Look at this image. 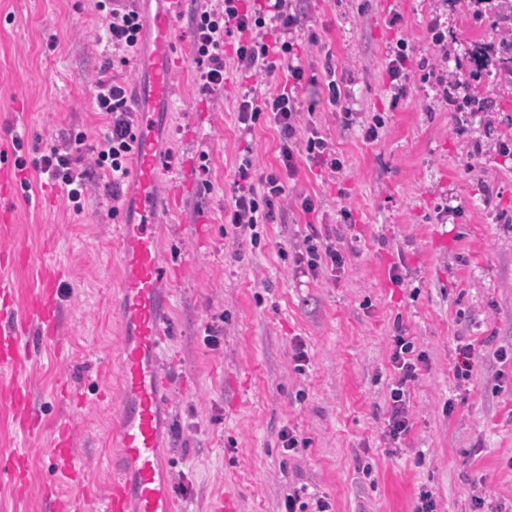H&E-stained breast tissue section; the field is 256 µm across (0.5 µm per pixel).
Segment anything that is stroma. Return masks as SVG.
Instances as JSON below:
<instances>
[{"label": "stroma", "instance_id": "35a3bbf8", "mask_svg": "<svg viewBox=\"0 0 512 512\" xmlns=\"http://www.w3.org/2000/svg\"><path fill=\"white\" fill-rule=\"evenodd\" d=\"M294 34L307 75L297 99L302 128L314 129L342 160L331 174L306 158L287 183L283 218L258 225L257 242L224 234L237 167L279 166L280 135L263 117L238 121L255 86L226 54L227 78L199 91L194 58L176 62L174 109L158 138L159 183L170 193L162 229L171 312L164 367L172 377L163 410L164 477L181 512H214L236 497L240 512H279L288 491L305 489L331 512H412L431 491L435 512H512V72L471 77L477 45L512 27L501 0H302ZM437 22L448 38V68L468 78L448 94L427 72ZM97 0H0V146L36 159L84 133L106 128L95 96L103 72L136 91L146 50L112 62ZM413 69L400 102L385 72L399 39ZM336 78L348 111L328 102ZM481 110L462 107L464 95ZM381 119L377 139L365 137ZM0 197L10 230L0 249L26 262L12 269L14 301L38 292L40 271L60 267L59 346L43 348L24 377L39 428L20 432L0 398V450L22 449L21 495L0 480V512H46L48 486L66 490L46 452L61 422L73 433V464L87 474L86 512H103L118 388L110 373L119 334L110 311L118 289L116 241L131 216L136 178L119 191L98 171L82 210L34 167ZM312 197L313 214L297 207ZM350 219H343V212ZM336 245L343 269L300 273L305 238ZM398 267L402 286L389 279ZM221 336L210 349L209 329ZM405 329L426 355L409 386L410 432L386 435L395 374L389 338ZM308 363L296 372L295 341ZM474 344L470 376H456L458 348ZM299 439L284 451L282 427ZM482 506H475V498Z\"/></svg>", "mask_w": 512, "mask_h": 512}]
</instances>
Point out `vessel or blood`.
<instances>
[{"instance_id": "vessel-or-blood-1", "label": "vessel or blood", "mask_w": 512, "mask_h": 512, "mask_svg": "<svg viewBox=\"0 0 512 512\" xmlns=\"http://www.w3.org/2000/svg\"><path fill=\"white\" fill-rule=\"evenodd\" d=\"M176 53L170 37V13L165 8L157 10L149 28L150 76L138 89L139 107L134 124L138 219L122 225L117 240L121 300L117 310L120 348L115 423L123 466L112 474L105 512H177V501L163 477L160 406L169 375L162 361L166 339L162 323L167 300L160 283L172 269L167 266L161 247L166 214L157 173L163 160L154 149L159 124L174 97L172 69ZM23 258V253L15 250L0 252V368L11 372L32 359L35 345L55 342L60 320L56 298L59 269L47 272L25 315H18L9 301L13 283L7 271ZM32 328L38 336L34 344L26 340ZM0 396L11 400L24 429L34 428L26 383H11L0 391ZM49 453L59 461L71 460L73 435L68 424L55 428ZM68 485L70 492L65 496L55 489H46L49 512H83L89 498L84 475L71 471Z\"/></svg>"}]
</instances>
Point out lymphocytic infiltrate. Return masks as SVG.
<instances>
[{"label": "lymphocytic infiltrate", "mask_w": 512, "mask_h": 512, "mask_svg": "<svg viewBox=\"0 0 512 512\" xmlns=\"http://www.w3.org/2000/svg\"><path fill=\"white\" fill-rule=\"evenodd\" d=\"M99 6L107 11L106 38L113 50L126 56L133 54L143 30L140 14L118 0H100ZM300 23L301 17L293 10L291 0H265L264 6L257 9L247 8L244 0H224L223 10L202 11L194 18L201 92H210L223 84L224 49L228 46L232 47L239 68L247 74L271 76L280 69L285 72V84L279 92L260 96L251 91L242 96L238 105V120L248 128L261 113L272 115L280 133V150L276 171L256 178L250 172V163H243L238 169L239 181L225 217L237 237L254 230L256 225L273 223L278 213L283 212L287 199L285 185L296 175L300 155H307L335 172L342 167L340 159L331 156L327 143L318 134L305 138L300 135L296 90L303 82L304 70L295 62L293 39ZM267 30L275 32L274 41L265 40L263 33ZM96 107L107 126L90 152L96 167L109 172L112 185L117 188L128 175L127 160L136 142L126 88L116 83L101 85ZM84 141V136H75L73 146L83 145ZM73 146L41 156L36 167L58 181L69 201L76 204L85 196L87 184L85 174H73L70 168ZM389 349L397 380L390 392L387 435L396 441L411 429L408 386L417 379L426 357L415 351L412 338L401 330L391 336Z\"/></svg>", "instance_id": "obj_1"}]
</instances>
